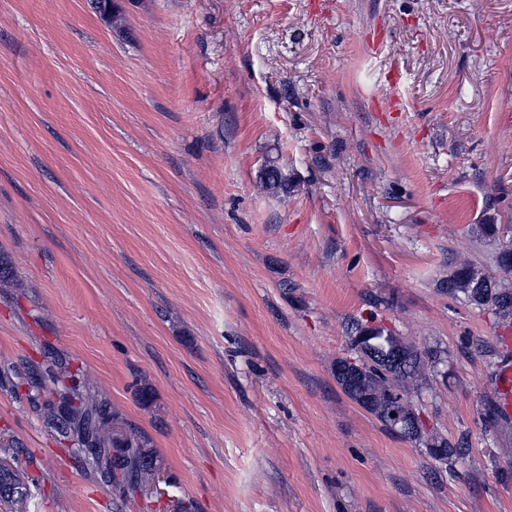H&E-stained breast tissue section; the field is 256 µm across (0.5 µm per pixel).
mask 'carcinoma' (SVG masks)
Instances as JSON below:
<instances>
[{"instance_id": "carcinoma-1", "label": "carcinoma", "mask_w": 512, "mask_h": 512, "mask_svg": "<svg viewBox=\"0 0 512 512\" xmlns=\"http://www.w3.org/2000/svg\"><path fill=\"white\" fill-rule=\"evenodd\" d=\"M258 178L263 189L274 195L288 191L290 185L285 168L274 161L263 166ZM444 288L449 294H460L476 308L488 310L502 320L512 317V289L503 287L471 266L456 270L445 282ZM362 328L363 325L356 324V329ZM365 335L363 343L369 350L371 361L366 369L372 386L381 394L396 390L410 396L417 392L426 378V367L434 366L437 361V353L416 351L405 368L391 372L378 364V359L398 348L394 334L381 326L365 329ZM83 387L85 380L73 378L71 385L56 391L58 400L67 402V406L58 409L49 407L45 416L46 425L65 437L73 438L81 447L90 449L89 462L106 481L112 482L117 497H124L130 486L145 488L149 478L143 472L139 444L112 435L110 407L101 400L88 399L83 394ZM439 444L442 448L440 458L450 465L466 455L467 446L463 441L454 444L443 439ZM0 494L4 501L10 502L15 496L21 498L27 495V489L10 482V476L1 472Z\"/></svg>"}]
</instances>
